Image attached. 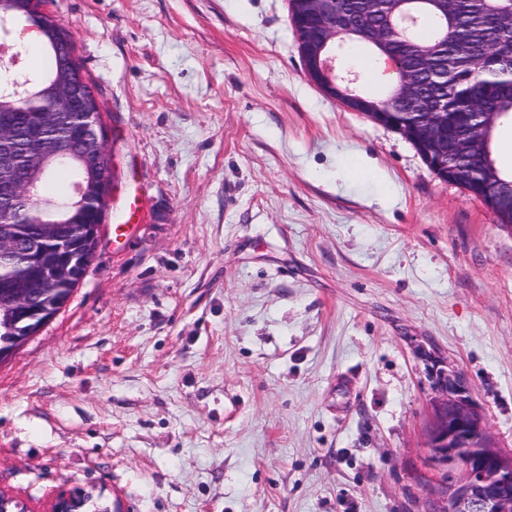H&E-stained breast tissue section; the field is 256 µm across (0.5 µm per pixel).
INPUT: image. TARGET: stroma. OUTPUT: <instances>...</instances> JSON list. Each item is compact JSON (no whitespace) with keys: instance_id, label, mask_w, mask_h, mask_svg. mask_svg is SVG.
Listing matches in <instances>:
<instances>
[{"instance_id":"35a3bbf8","label":"stroma","mask_w":512,"mask_h":512,"mask_svg":"<svg viewBox=\"0 0 512 512\" xmlns=\"http://www.w3.org/2000/svg\"><path fill=\"white\" fill-rule=\"evenodd\" d=\"M114 187L0 362V490L131 512H423L434 366L512 453V231L306 77L287 0H43ZM142 220L112 239L127 194ZM100 172H101L100 176H103L102 185H103V197L105 199V202H104L101 214H100L99 224H90L83 230L89 237L90 241L94 242L96 249L98 248L100 241H101L102 224L104 223L105 213H106V210L108 207V204H107L108 197L110 195V191L112 188V169L107 160H106V163L103 164V166L100 168ZM92 492L83 487H74L60 493L50 504L47 512H106V507L96 506ZM90 498V499H89ZM89 499V500H88ZM88 501V503H87ZM87 503V504H86ZM86 505V506H85ZM91 507L93 509H91ZM86 509V510H85Z\"/></svg>"}]
</instances>
